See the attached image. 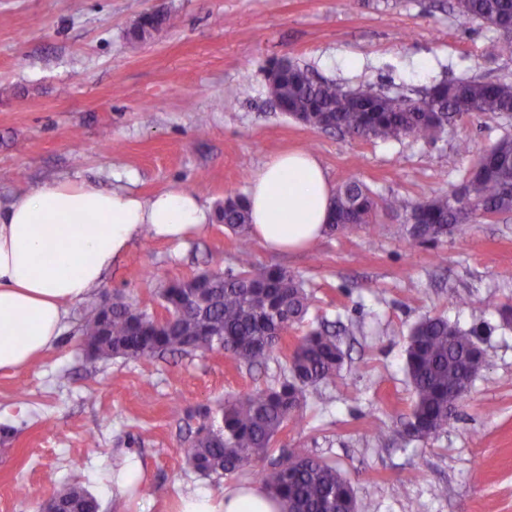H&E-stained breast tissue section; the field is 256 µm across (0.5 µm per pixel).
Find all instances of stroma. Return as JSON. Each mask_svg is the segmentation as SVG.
I'll list each match as a JSON object with an SVG mask.
<instances>
[{
	"label": "stroma",
	"mask_w": 512,
	"mask_h": 512,
	"mask_svg": "<svg viewBox=\"0 0 512 512\" xmlns=\"http://www.w3.org/2000/svg\"><path fill=\"white\" fill-rule=\"evenodd\" d=\"M453 0H0V205L59 177L194 192L211 211L245 195L272 154L304 149L333 185L364 183L376 199L416 204L460 189L478 156L512 135V117L451 121L438 139L361 140L306 127L272 106L270 64L287 58L343 89L372 86L420 99L444 80L512 81L497 30L461 28ZM165 10L174 23L143 42L128 31ZM469 140V153L456 150ZM406 212L379 210L367 229L325 235L318 249L258 265L303 278L346 352L301 425L277 449L336 462L359 512H512V214L475 216L463 233L410 244ZM235 234L214 220L182 246L138 241L100 288L71 307L59 344L26 370L0 372V512H40L62 481L80 482L101 512H174L178 492L222 493L230 478L185 462L194 414L253 387L285 364L236 367L221 352L158 361L90 357L80 327L105 293L160 311L169 282L234 264ZM442 314L477 330L488 363L447 432L418 441L404 424L410 328ZM386 429L371 436L373 422ZM136 453L146 495L117 493L114 463Z\"/></svg>",
	"instance_id": "35a3bbf8"
}]
</instances>
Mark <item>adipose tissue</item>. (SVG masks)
Listing matches in <instances>:
<instances>
[{"label": "adipose tissue", "mask_w": 512, "mask_h": 512, "mask_svg": "<svg viewBox=\"0 0 512 512\" xmlns=\"http://www.w3.org/2000/svg\"><path fill=\"white\" fill-rule=\"evenodd\" d=\"M334 188L305 150L270 156L246 194L250 231L273 253L307 248L326 232ZM198 196L168 189L150 197L60 178L0 207V371L28 368L58 343L68 309L83 301L131 247L153 237L182 243L204 230ZM179 512H280L261 486L195 492Z\"/></svg>", "instance_id": "1"}]
</instances>
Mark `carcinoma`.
Returning a JSON list of instances; mask_svg holds the SVG:
<instances>
[{"label":"carcinoma","instance_id":"obj_1","mask_svg":"<svg viewBox=\"0 0 512 512\" xmlns=\"http://www.w3.org/2000/svg\"><path fill=\"white\" fill-rule=\"evenodd\" d=\"M458 24L481 21L500 33L497 51L512 56V0H455ZM157 11L132 31L142 40L169 24ZM279 80L267 85L270 101L288 105L299 123L363 140L399 141L415 136L435 139L455 117L512 112V83L474 78L442 82L410 109L406 99L370 87L344 90L317 80L290 62L280 65ZM410 211L405 235L412 243L435 242L450 231L463 232L474 215L512 213V137L506 136L477 161L463 187L413 206L392 196L377 202L364 184L348 182L336 192L332 232L358 230L373 223L379 206ZM224 226L239 235L237 269L203 271L168 285L160 297L168 322L132 303L115 302L107 345L99 355L152 360L166 354L224 352L238 366L267 364L282 332L305 322L313 305L306 282L287 269L255 264L247 235L245 198L224 201ZM101 309L81 326V335L100 333ZM487 363L478 333L466 332L442 316H428L411 328L405 357L413 400L407 424L415 439L428 440L448 430V409L468 394L477 367ZM344 364V352L325 321L309 324L288 359L279 385L253 388L219 405L218 417L203 416L188 448L186 463L203 477L226 476L260 481L282 504V512H358L353 487L335 464L296 450L273 455L277 435L288 423L299 424L308 394L332 383ZM59 512H99L95 496L78 484L56 485Z\"/></svg>","mask_w":512,"mask_h":512}]
</instances>
